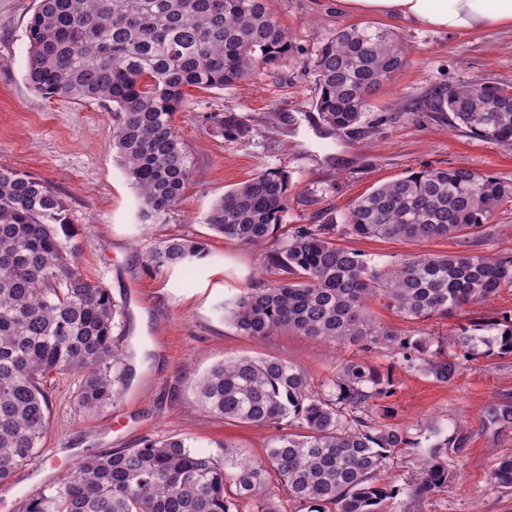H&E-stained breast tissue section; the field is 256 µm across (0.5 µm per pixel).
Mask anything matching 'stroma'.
I'll return each instance as SVG.
<instances>
[{
  "mask_svg": "<svg viewBox=\"0 0 512 512\" xmlns=\"http://www.w3.org/2000/svg\"><path fill=\"white\" fill-rule=\"evenodd\" d=\"M270 4L292 35L288 58L230 89H188V103L173 124L191 157V179L179 205L157 223L144 224L137 191L112 143L110 109L32 90L26 80V24L36 2L0 0V166L44 181L62 199L70 224L62 246L75 249L84 277L108 288L124 310L120 394L87 413L75 403V376L49 375L53 409L43 450L0 486V512H25V502L13 493L35 484V473L45 475L39 486L47 493L85 454L135 448L147 438L184 437L217 458L230 444L239 457L261 458L271 429L213 417L195 400L196 381L225 359L248 355L296 363L317 388L334 361L361 354L357 345L297 333L254 339L225 319V303L276 278L264 250L215 236L205 223L225 191L254 174L276 171L289 179L282 232L301 224L336 225L338 245L385 268L417 254L512 257V203L501 206L477 234L413 242L359 238L342 230L355 199L426 167L464 165L512 181V147L485 144L451 114L417 107L439 86L473 79L512 86V28L450 33L369 17V24L399 34L411 46L409 63L371 98L358 130L330 135L312 106L313 60L320 44L349 18L337 11L336 0ZM172 237L203 241L210 259L191 274L148 266L147 254ZM369 310L377 325L402 336L427 332L449 339L473 321L512 313V287L445 319L411 322L380 297ZM372 360L394 382L393 420L412 441L390 460L386 478L404 483L428 457L434 443L428 422L449 433L462 428L468 437L464 448L447 449V487L402 496L382 512H512V491L490 483L498 458L512 450V424L494 426L485 419L488 406L512 404V353L478 356L448 384L406 371L378 353Z\"/></svg>",
  "mask_w": 512,
  "mask_h": 512,
  "instance_id": "obj_1",
  "label": "stroma"
}]
</instances>
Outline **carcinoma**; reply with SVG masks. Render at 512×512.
Masks as SVG:
<instances>
[{
  "instance_id": "carcinoma-1",
  "label": "carcinoma",
  "mask_w": 512,
  "mask_h": 512,
  "mask_svg": "<svg viewBox=\"0 0 512 512\" xmlns=\"http://www.w3.org/2000/svg\"><path fill=\"white\" fill-rule=\"evenodd\" d=\"M26 79L42 95L97 101L112 108V140L140 198L139 217L154 224L182 201L192 168L173 115L187 88H231L288 57L290 35L268 0H38L30 16ZM409 46L387 29L346 24L317 49L312 101L325 131L354 130L370 96L404 68ZM425 108L450 112L457 125L491 146H512V88L470 80L438 89ZM512 202V182L467 166L425 168L357 199L345 232L360 238L421 241L478 233ZM288 211V177L261 172L226 191L205 218L215 234L266 248L278 281L241 296L229 319L244 336L280 331L330 343H360L401 356L405 368L450 383L460 358L482 343L512 353V314L462 331L459 352L413 340L372 320L382 295L407 320L448 318L512 284V259L484 255L413 256L393 268L333 241L336 226L302 224L277 236ZM63 202L43 182L0 167V485L42 451L52 413L49 372L79 378L78 407L107 405L122 378L120 311L109 290L84 277L59 239ZM209 256L200 241L175 237L146 256L155 269L186 270ZM395 393L369 360L343 359L321 392L304 370L274 358L237 356L195 385L196 401L226 423L276 430L262 458L247 461L224 445V459L184 438L146 439L138 448L86 455L63 485L29 500L26 512H378L406 490L428 495L448 485V437L435 444L407 485L383 484L391 456L410 445L381 402ZM493 425L512 423V405L489 408ZM512 489V454L491 473Z\"/></svg>"
}]
</instances>
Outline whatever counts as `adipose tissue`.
Returning a JSON list of instances; mask_svg holds the SVG:
<instances>
[{
    "label": "adipose tissue",
    "instance_id": "adipose-tissue-1",
    "mask_svg": "<svg viewBox=\"0 0 512 512\" xmlns=\"http://www.w3.org/2000/svg\"><path fill=\"white\" fill-rule=\"evenodd\" d=\"M345 15H384L422 27L464 32L512 26V0H336Z\"/></svg>",
    "mask_w": 512,
    "mask_h": 512
}]
</instances>
